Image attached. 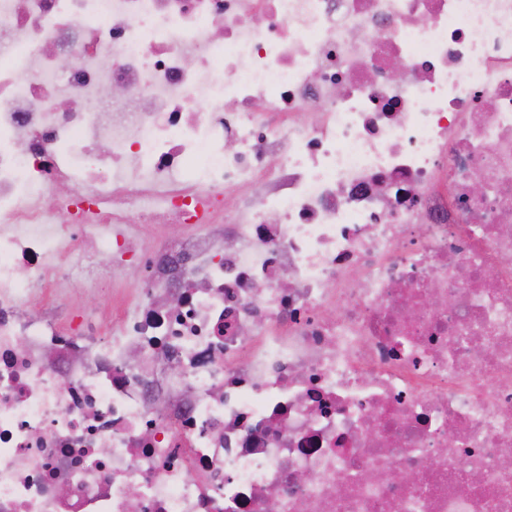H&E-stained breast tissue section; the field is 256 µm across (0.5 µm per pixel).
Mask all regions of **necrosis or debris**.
<instances>
[{
  "mask_svg": "<svg viewBox=\"0 0 512 512\" xmlns=\"http://www.w3.org/2000/svg\"><path fill=\"white\" fill-rule=\"evenodd\" d=\"M272 499L512 512V0H0V512ZM85 300L93 301V306L85 305ZM108 303V294L105 290L96 292H80L72 294L69 297H64L59 304L47 308L54 319L58 321L66 320L69 315L79 309H95L102 308Z\"/></svg>",
  "mask_w": 512,
  "mask_h": 512,
  "instance_id": "necrosis-or-debris-1",
  "label": "necrosis or debris"
}]
</instances>
